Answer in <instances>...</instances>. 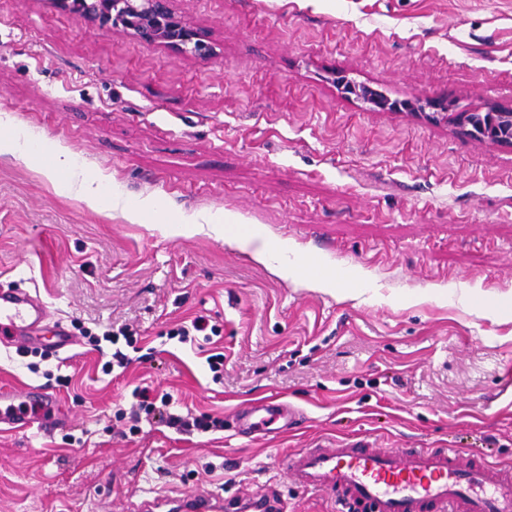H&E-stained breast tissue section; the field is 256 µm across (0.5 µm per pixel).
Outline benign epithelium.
I'll list each match as a JSON object with an SVG mask.
<instances>
[{
    "label": "benign epithelium",
    "mask_w": 512,
    "mask_h": 512,
    "mask_svg": "<svg viewBox=\"0 0 512 512\" xmlns=\"http://www.w3.org/2000/svg\"><path fill=\"white\" fill-rule=\"evenodd\" d=\"M95 11L85 13V17L101 24L118 22L128 10L138 14V21L126 29L143 41L158 46L190 51L198 56L208 54V45L203 35L186 27L181 18L170 7V0H97ZM357 97L379 109L392 106L379 92L359 86L353 89ZM493 116L506 121L505 133L490 137V140L503 144H512V109L492 108Z\"/></svg>",
    "instance_id": "1"
}]
</instances>
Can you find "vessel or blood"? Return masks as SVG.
I'll list each match as a JSON object with an SVG mask.
<instances>
[{
	"label": "vessel or blood",
	"mask_w": 512,
	"mask_h": 512,
	"mask_svg": "<svg viewBox=\"0 0 512 512\" xmlns=\"http://www.w3.org/2000/svg\"><path fill=\"white\" fill-rule=\"evenodd\" d=\"M49 310L39 295L0 289V339L42 323ZM57 401L37 387L0 389V428L57 427ZM297 413L287 402L263 401L241 417L238 430L251 434L288 423ZM283 467L307 492L330 496L333 512H512V468L476 460L455 448L380 451L362 442L307 448L287 456Z\"/></svg>",
	"instance_id": "obj_1"
}]
</instances>
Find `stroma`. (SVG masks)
Here are the masks:
<instances>
[{
	"label": "stroma",
	"mask_w": 512,
	"mask_h": 512,
	"mask_svg": "<svg viewBox=\"0 0 512 512\" xmlns=\"http://www.w3.org/2000/svg\"><path fill=\"white\" fill-rule=\"evenodd\" d=\"M171 7L208 57L54 0H0V120L31 151L0 155V286L50 312L32 353L0 343V388L46 389L60 421L0 430V512H142L158 495L173 512L196 490L330 512L281 459L350 438L512 467V145L451 119L512 108V0ZM351 83L450 108L380 110ZM58 151L155 211L89 208L44 175ZM195 217L211 230L169 234ZM250 236L273 265L239 247ZM321 273L331 287L310 284ZM198 315L220 336L169 338ZM58 325L73 343L50 355ZM124 327L137 348L103 374L104 335ZM141 385L223 428L133 423ZM272 397L299 420L237 436Z\"/></svg>",
	"instance_id": "obj_1"
}]
</instances>
